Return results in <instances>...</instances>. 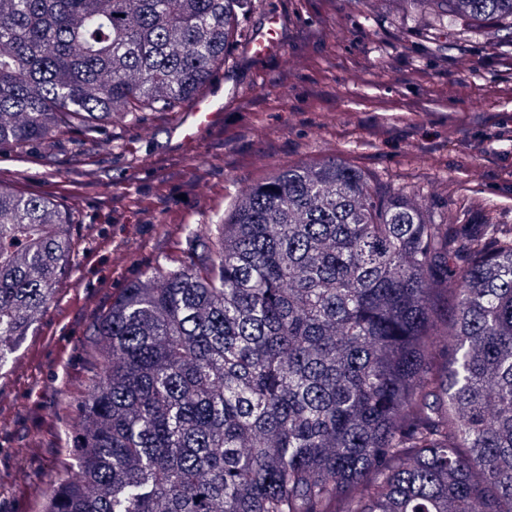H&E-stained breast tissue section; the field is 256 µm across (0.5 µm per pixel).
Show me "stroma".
Segmentation results:
<instances>
[{"mask_svg":"<svg viewBox=\"0 0 512 512\" xmlns=\"http://www.w3.org/2000/svg\"><path fill=\"white\" fill-rule=\"evenodd\" d=\"M280 52L233 49L213 85L224 121L179 143L173 112L115 122L93 145L65 134L0 149V183L71 212L79 243L55 300L0 373V512H38L47 476L76 471L73 429L92 325L187 224H214L242 187L335 158L413 189L435 212L512 228V39L468 20L425 29L385 0H260Z\"/></svg>","mask_w":512,"mask_h":512,"instance_id":"35a3bbf8","label":"stroma"}]
</instances>
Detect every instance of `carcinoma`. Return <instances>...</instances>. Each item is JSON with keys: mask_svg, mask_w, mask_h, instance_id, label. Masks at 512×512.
<instances>
[{"mask_svg": "<svg viewBox=\"0 0 512 512\" xmlns=\"http://www.w3.org/2000/svg\"><path fill=\"white\" fill-rule=\"evenodd\" d=\"M512 29V0H391ZM254 0H0V149L178 112ZM0 183V371L73 262ZM95 324L44 512H512V230L334 158L188 224Z\"/></svg>", "mask_w": 512, "mask_h": 512, "instance_id": "cac0c4a2", "label": "carcinoma"}]
</instances>
